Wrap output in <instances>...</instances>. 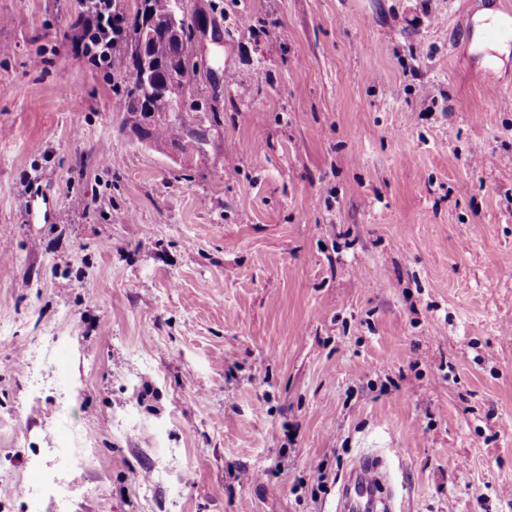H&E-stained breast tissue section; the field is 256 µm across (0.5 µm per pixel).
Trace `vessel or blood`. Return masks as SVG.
Returning a JSON list of instances; mask_svg holds the SVG:
<instances>
[{"instance_id":"vessel-or-blood-1","label":"vessel or blood","mask_w":512,"mask_h":512,"mask_svg":"<svg viewBox=\"0 0 512 512\" xmlns=\"http://www.w3.org/2000/svg\"><path fill=\"white\" fill-rule=\"evenodd\" d=\"M383 480L376 457L370 453L361 454L339 491L342 512H391L392 503L380 494Z\"/></svg>"}]
</instances>
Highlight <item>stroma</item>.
Returning <instances> with one entry per match:
<instances>
[{
	"label": "stroma",
	"mask_w": 512,
	"mask_h": 512,
	"mask_svg": "<svg viewBox=\"0 0 512 512\" xmlns=\"http://www.w3.org/2000/svg\"><path fill=\"white\" fill-rule=\"evenodd\" d=\"M507 6L187 0L185 158L79 0H0V512H337L369 451L395 512H512Z\"/></svg>",
	"instance_id": "35a3bbf8"
}]
</instances>
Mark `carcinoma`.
I'll list each match as a JSON object with an SVG mask.
<instances>
[{"instance_id": "cac0c4a2", "label": "carcinoma", "mask_w": 512, "mask_h": 512, "mask_svg": "<svg viewBox=\"0 0 512 512\" xmlns=\"http://www.w3.org/2000/svg\"><path fill=\"white\" fill-rule=\"evenodd\" d=\"M145 2L154 22L160 26L171 17L176 0ZM139 33L138 24L129 26L125 39L112 49V75L117 79V87L125 96L126 108L133 109L138 114V123L147 140L169 142L185 156L200 151L206 142L204 134L197 131L177 134L179 126L173 122L171 116L179 109V104L167 97H161L154 86L143 80L134 57ZM146 53L157 63L155 75L158 81H164L174 73L192 78L189 63L195 55L193 33L183 29L174 48L169 49L159 41L153 48L146 49Z\"/></svg>"}]
</instances>
